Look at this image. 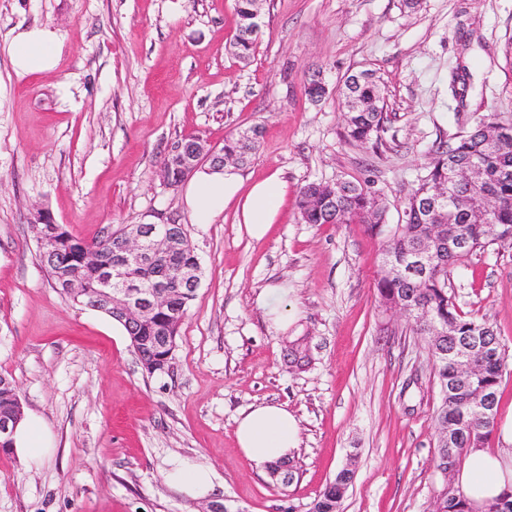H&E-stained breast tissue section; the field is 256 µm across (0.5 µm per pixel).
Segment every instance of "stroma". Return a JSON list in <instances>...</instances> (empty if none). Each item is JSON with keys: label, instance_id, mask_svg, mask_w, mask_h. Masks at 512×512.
Wrapping results in <instances>:
<instances>
[{"label": "stroma", "instance_id": "35a3bbf8", "mask_svg": "<svg viewBox=\"0 0 512 512\" xmlns=\"http://www.w3.org/2000/svg\"><path fill=\"white\" fill-rule=\"evenodd\" d=\"M35 25L63 48L53 71L23 74L10 44ZM236 25L234 0H0V375L54 448L29 464L0 453V512H200L228 499L241 512H309L346 467L341 512H432L443 480L427 340L380 308V238L302 223L296 199L312 181L370 179L397 223L436 139L511 118L512 0H263L246 64L225 50ZM361 69L387 104L378 146L344 135L338 89ZM315 72L327 89L317 103L304 92ZM255 125L244 172L283 173L278 224L254 241L230 209L189 223L182 187L163 179L171 144L219 148ZM38 208L87 243L127 224L185 225L203 276L168 371L148 374L122 326L53 288ZM272 285L298 310L284 329L259 306ZM448 289L512 356V249L471 256ZM263 403L298 422L285 485L236 441L237 418ZM181 460L211 471L207 499L169 484Z\"/></svg>", "mask_w": 512, "mask_h": 512}]
</instances>
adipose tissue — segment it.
<instances>
[{"label": "adipose tissue", "instance_id": "ef3b65f1", "mask_svg": "<svg viewBox=\"0 0 512 512\" xmlns=\"http://www.w3.org/2000/svg\"><path fill=\"white\" fill-rule=\"evenodd\" d=\"M58 54V37L46 26L19 30L10 50L14 68L27 74L53 70ZM287 198L288 183L280 172L252 181L244 176L241 168L232 165L200 167L184 189V206L190 223H214L231 207L238 223L255 240L263 239L277 223ZM236 439L239 448L258 463L282 461L297 448V420L281 405H258L239 418ZM13 440L16 455L25 462L39 461L50 452L42 422L36 417L23 420ZM506 440L508 445L504 448L469 449L456 474L458 487L474 507L512 492V432ZM169 481L192 499L208 496L213 488L210 470L189 461L179 462L170 472Z\"/></svg>", "mask_w": 512, "mask_h": 512}]
</instances>
